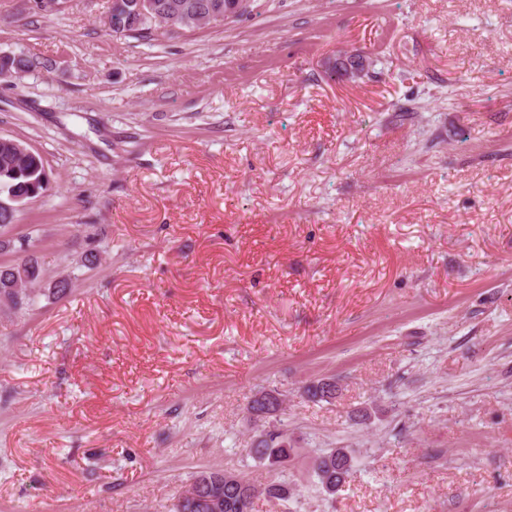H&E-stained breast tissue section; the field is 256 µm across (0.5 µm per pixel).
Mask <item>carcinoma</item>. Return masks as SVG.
Wrapping results in <instances>:
<instances>
[{
    "label": "carcinoma",
    "instance_id": "obj_1",
    "mask_svg": "<svg viewBox=\"0 0 512 512\" xmlns=\"http://www.w3.org/2000/svg\"><path fill=\"white\" fill-rule=\"evenodd\" d=\"M162 9H175L181 13L194 14L199 22L184 25L179 21L173 26L196 28L201 21L210 19L209 5L219 3L229 6L235 0H155ZM134 0H112L111 16L124 20L135 19L133 15ZM50 175L40 154L22 157L13 145V139L0 138V194L13 191L17 200L15 205H23L41 196L49 185ZM41 271L36 261L30 259L10 266L4 271L0 266V301H5L15 308L27 306L34 301L25 293L24 285L40 280ZM305 395L314 401H330L336 398V382L331 379H320L305 386ZM249 454L269 467L284 466L291 457L292 448L288 441V433L282 429L262 430L256 434ZM355 461L336 455L330 449L317 456L313 473L317 483L325 492L336 491L347 482ZM228 470H207L209 481L200 484L198 478L186 490L183 512H253L255 500L260 496L267 500H286L290 495L288 483L278 480L275 476L264 483H256L244 476L240 478L226 477Z\"/></svg>",
    "mask_w": 512,
    "mask_h": 512
}]
</instances>
